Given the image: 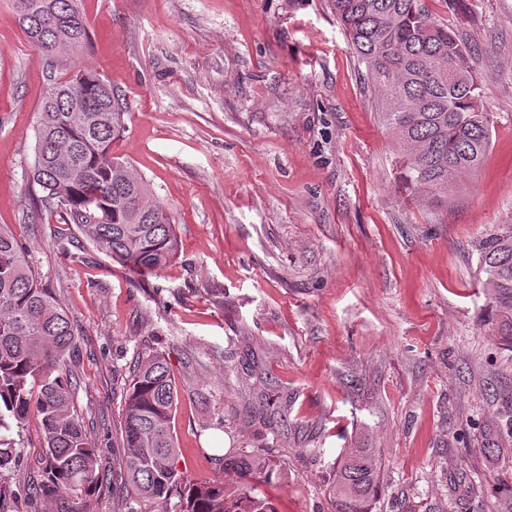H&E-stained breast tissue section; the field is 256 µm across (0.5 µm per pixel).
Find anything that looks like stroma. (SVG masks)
Returning a JSON list of instances; mask_svg holds the SVG:
<instances>
[{"label": "stroma", "mask_w": 512, "mask_h": 512, "mask_svg": "<svg viewBox=\"0 0 512 512\" xmlns=\"http://www.w3.org/2000/svg\"><path fill=\"white\" fill-rule=\"evenodd\" d=\"M472 49L495 119L473 179L415 202L378 121L365 64L327 0H81L91 46L47 59L0 0V224L70 311L75 409L101 461L53 512H178L136 500L119 462L138 353L181 389L178 467L202 483L226 456H271L278 512H334L335 466L375 449L372 512H500L512 446L482 449L512 386V344L479 282L480 248L512 224V0H425ZM89 68L124 95L113 149L168 207L176 260L132 275L84 239L59 244L27 179L50 77ZM252 356L242 372L243 356ZM0 473V512H41L29 419Z\"/></svg>", "instance_id": "obj_1"}]
</instances>
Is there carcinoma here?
I'll list each match as a JSON object with an SVG mask.
<instances>
[{
	"mask_svg": "<svg viewBox=\"0 0 512 512\" xmlns=\"http://www.w3.org/2000/svg\"><path fill=\"white\" fill-rule=\"evenodd\" d=\"M349 46L366 66L379 120L392 136L406 178L421 200L446 197L482 166L494 120L481 104L470 50L439 23L424 0H329ZM28 42L50 58L89 49L80 0H11ZM123 95L91 72L51 79L35 129L29 171L39 186L37 211L58 217L57 238L75 234L129 271L145 277L176 258L178 240L167 207L112 146L124 130ZM482 288L512 342V224L489 234L480 252ZM75 348L73 319L45 287L31 254L0 225V472L19 454L12 427L37 417L43 469L30 495L43 512L57 492L82 495L100 480L96 448L75 413L76 381L67 369ZM181 391L166 356H138L124 405L127 481L142 499L179 512H276L258 485L280 477L270 459L240 453L224 460L238 473L230 487L217 478L193 483L177 467L172 417ZM379 468L372 448H352L336 465L329 489L335 512H371Z\"/></svg>",
	"mask_w": 512,
	"mask_h": 512,
	"instance_id": "carcinoma-1",
	"label": "carcinoma"
}]
</instances>
